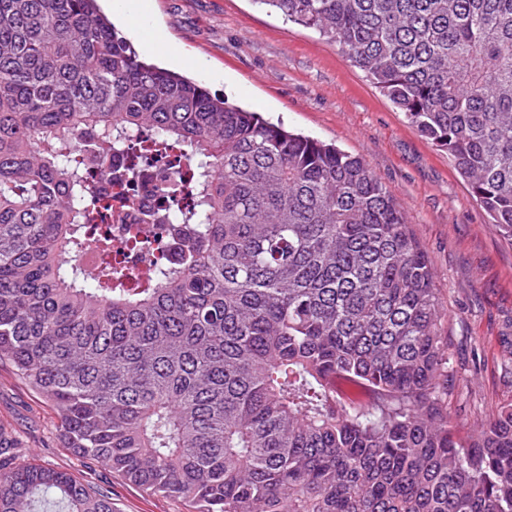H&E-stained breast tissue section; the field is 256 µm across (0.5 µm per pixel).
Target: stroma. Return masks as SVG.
Returning a JSON list of instances; mask_svg holds the SVG:
<instances>
[{"instance_id": "1", "label": "stroma", "mask_w": 512, "mask_h": 512, "mask_svg": "<svg viewBox=\"0 0 512 512\" xmlns=\"http://www.w3.org/2000/svg\"><path fill=\"white\" fill-rule=\"evenodd\" d=\"M102 10L146 63L176 72L287 129L362 157L397 197L428 256L445 317L455 432L512 403V242L489 224L447 154L425 140L336 45L258 0H151L130 17ZM0 433L18 462L111 490L116 512H188L103 464L70 453L48 401L0 362Z\"/></svg>"}]
</instances>
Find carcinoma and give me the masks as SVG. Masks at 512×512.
Returning a JSON list of instances; mask_svg holds the SVG:
<instances>
[{
    "mask_svg": "<svg viewBox=\"0 0 512 512\" xmlns=\"http://www.w3.org/2000/svg\"><path fill=\"white\" fill-rule=\"evenodd\" d=\"M257 2L335 43L512 240V0ZM179 146L174 263L134 283L85 160L128 154L133 185ZM441 320L363 158L140 60L97 0H0V360L72 454L194 512H512V405L456 437ZM15 453L0 435V512H113Z\"/></svg>",
    "mask_w": 512,
    "mask_h": 512,
    "instance_id": "obj_1",
    "label": "carcinoma"
}]
</instances>
